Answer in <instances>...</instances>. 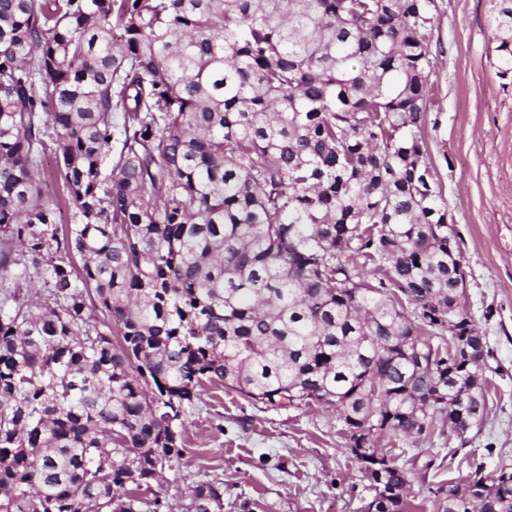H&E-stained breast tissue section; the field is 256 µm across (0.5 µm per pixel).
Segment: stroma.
<instances>
[{
    "mask_svg": "<svg viewBox=\"0 0 512 512\" xmlns=\"http://www.w3.org/2000/svg\"><path fill=\"white\" fill-rule=\"evenodd\" d=\"M490 8L491 0H436L434 95L423 128L463 256L467 308L493 353L490 395L467 445L437 435L404 441L399 462L419 500L465 481L471 462L512 466V77L492 67ZM337 428L324 408L256 405L210 391L187 417L184 455L165 469L164 494L183 512L191 489L214 481L224 512H241L245 501L256 512H364L368 481ZM458 446L464 455L450 456Z\"/></svg>",
    "mask_w": 512,
    "mask_h": 512,
    "instance_id": "35a3bbf8",
    "label": "stroma"
}]
</instances>
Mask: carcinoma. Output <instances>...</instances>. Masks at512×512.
<instances>
[{"label":"carcinoma","instance_id":"obj_1","mask_svg":"<svg viewBox=\"0 0 512 512\" xmlns=\"http://www.w3.org/2000/svg\"><path fill=\"white\" fill-rule=\"evenodd\" d=\"M435 9L0 0V277L21 269L0 299V512H160L184 416L215 388L328 408L353 456L483 419L486 375L450 361L434 318L476 331L422 132ZM490 24L512 75V0ZM32 272L44 299L18 292ZM369 449L367 507L421 508L393 449ZM432 494L512 512V468ZM223 495L200 482L187 512ZM40 174L44 198L54 201L57 197L62 195L64 187L53 155L48 154L44 158Z\"/></svg>","mask_w":512,"mask_h":512}]
</instances>
